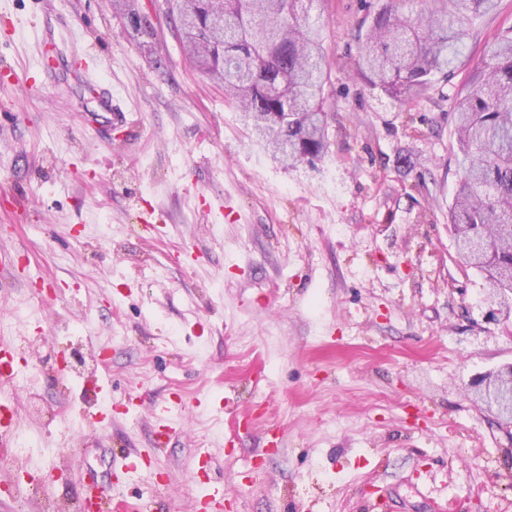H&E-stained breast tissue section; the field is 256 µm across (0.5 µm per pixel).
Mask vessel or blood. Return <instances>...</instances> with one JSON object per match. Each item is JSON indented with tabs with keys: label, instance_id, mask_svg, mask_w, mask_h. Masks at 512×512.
<instances>
[{
	"label": "vessel or blood",
	"instance_id": "1",
	"mask_svg": "<svg viewBox=\"0 0 512 512\" xmlns=\"http://www.w3.org/2000/svg\"><path fill=\"white\" fill-rule=\"evenodd\" d=\"M77 46L79 58L73 75L83 90L102 102L104 107L112 105V87L102 77L105 68L100 58L84 44L81 31H69L66 39H58L54 28H46L40 36L41 48H58L60 43ZM17 344L0 340V457L9 458L16 445L17 434L21 429L18 405L11 395L17 377L25 365ZM83 400L87 405L82 417L85 424L106 426L112 422V395L108 384L97 378L84 383ZM86 496L77 499L78 512H131L130 504L113 494L111 487L101 484L96 471H88Z\"/></svg>",
	"mask_w": 512,
	"mask_h": 512
}]
</instances>
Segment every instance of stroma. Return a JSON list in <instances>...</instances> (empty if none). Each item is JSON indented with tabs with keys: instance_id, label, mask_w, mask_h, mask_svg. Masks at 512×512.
Segmentation results:
<instances>
[{
	"instance_id": "35a3bbf8",
	"label": "stroma",
	"mask_w": 512,
	"mask_h": 512,
	"mask_svg": "<svg viewBox=\"0 0 512 512\" xmlns=\"http://www.w3.org/2000/svg\"><path fill=\"white\" fill-rule=\"evenodd\" d=\"M139 4L147 47L112 0H0V63L18 72L0 86V194L18 201L0 209V254L26 262L0 278V338L28 354L14 395L41 490L0 486V512L77 495L124 449L154 453L155 471L119 477L123 498L194 512L196 448L217 458L220 512H512V427L468 398L512 363V339L485 320L448 223L457 105L512 0L473 18L460 62L408 104L356 71L380 0H316L330 147L295 168L185 56L165 0ZM61 19L107 60L126 114L111 131L87 123L99 106L69 71L30 87ZM95 375L123 406L97 434L80 420ZM163 402L179 432L158 453Z\"/></svg>"
}]
</instances>
